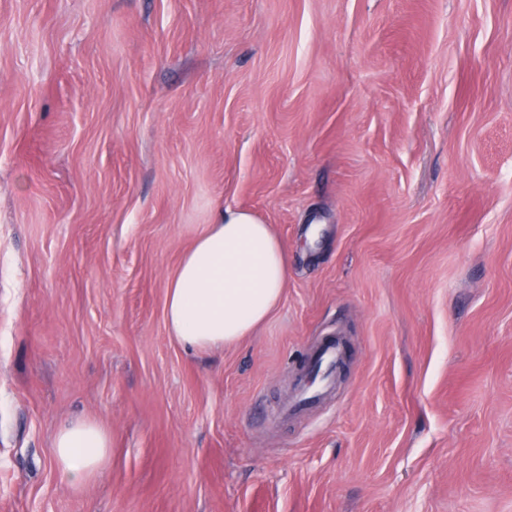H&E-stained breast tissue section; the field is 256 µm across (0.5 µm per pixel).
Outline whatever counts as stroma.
I'll list each match as a JSON object with an SVG mask.
<instances>
[{"label": "stroma", "mask_w": 512, "mask_h": 512, "mask_svg": "<svg viewBox=\"0 0 512 512\" xmlns=\"http://www.w3.org/2000/svg\"><path fill=\"white\" fill-rule=\"evenodd\" d=\"M227 206L291 270L198 351L167 284ZM0 512H512V0H0ZM342 357L341 344L335 337H328L322 342L320 348L314 351L309 358V364L317 363L324 373L323 386L315 391H310L307 381L303 377L299 394L290 399L282 408L285 417L296 414L303 407L315 402L323 394L329 392L335 383L333 373L330 371ZM54 464L75 481L96 476L109 459L108 433L93 421H80L61 429L54 441Z\"/></svg>", "instance_id": "35a3bbf8"}]
</instances>
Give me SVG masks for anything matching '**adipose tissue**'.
<instances>
[{"instance_id": "ef3b65f1", "label": "adipose tissue", "mask_w": 512, "mask_h": 512, "mask_svg": "<svg viewBox=\"0 0 512 512\" xmlns=\"http://www.w3.org/2000/svg\"><path fill=\"white\" fill-rule=\"evenodd\" d=\"M290 259L271 227L251 211L227 207L198 232L167 285L165 322L171 337L197 350L236 344L278 309ZM110 438L97 423L61 429L54 464L82 481L109 459Z\"/></svg>"}]
</instances>
